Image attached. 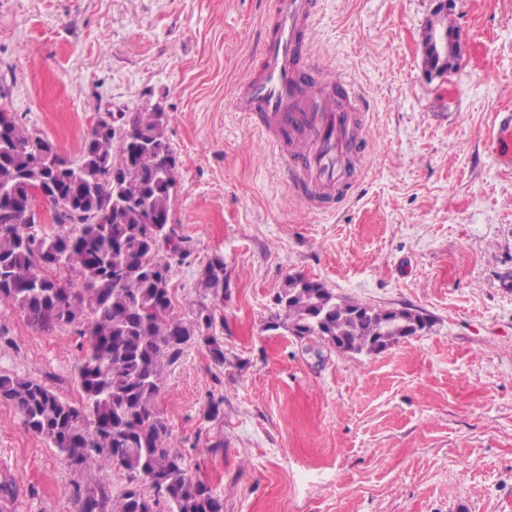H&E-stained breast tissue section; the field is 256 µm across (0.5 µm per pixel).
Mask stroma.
<instances>
[{"label":"stroma","mask_w":512,"mask_h":512,"mask_svg":"<svg viewBox=\"0 0 512 512\" xmlns=\"http://www.w3.org/2000/svg\"><path fill=\"white\" fill-rule=\"evenodd\" d=\"M434 8L317 0L304 50L355 82L369 142L354 196L321 214L231 105L260 70L273 0H0V110L62 155L78 160L107 113L169 115L170 217L192 247L170 286L187 311L223 255L226 361L188 346L157 409L224 512H512V159L494 149L512 114V0H454L461 56L442 78L423 65ZM295 274L431 327L376 354L266 330ZM81 342L0 305V374L79 401ZM80 480L0 403L15 512H77Z\"/></svg>","instance_id":"1"}]
</instances>
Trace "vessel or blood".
I'll return each instance as SVG.
<instances>
[{
    "instance_id": "obj_1",
    "label": "vessel or blood",
    "mask_w": 512,
    "mask_h": 512,
    "mask_svg": "<svg viewBox=\"0 0 512 512\" xmlns=\"http://www.w3.org/2000/svg\"><path fill=\"white\" fill-rule=\"evenodd\" d=\"M313 0H277L263 69L236 94V111L254 116L279 156L289 189L310 209L350 199L348 166L358 154L363 107L353 83L327 75L315 59L298 66L314 20Z\"/></svg>"
}]
</instances>
